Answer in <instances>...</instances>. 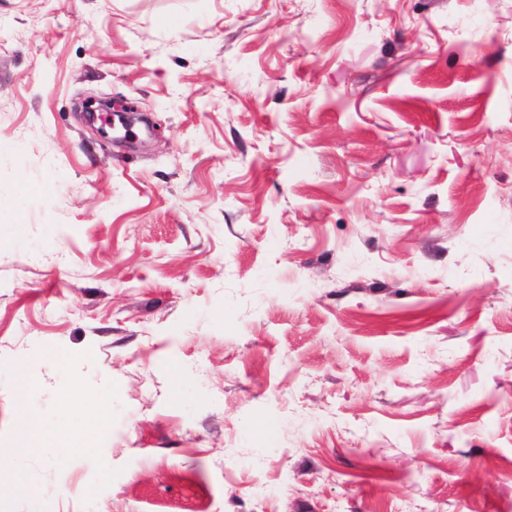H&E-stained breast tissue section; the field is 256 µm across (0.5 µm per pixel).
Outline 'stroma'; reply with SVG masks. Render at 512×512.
I'll use <instances>...</instances> for the list:
<instances>
[{
    "label": "stroma",
    "instance_id": "1",
    "mask_svg": "<svg viewBox=\"0 0 512 512\" xmlns=\"http://www.w3.org/2000/svg\"><path fill=\"white\" fill-rule=\"evenodd\" d=\"M0 202V512H512V0H0ZM85 112H96L93 114L101 128L117 138L128 137L134 134L127 126L116 124L114 119L112 121V112H119L118 110L112 111V105L97 102L87 106ZM75 395L82 401L85 415L91 424L103 428L108 420L110 394L103 391L83 398L78 388L75 389Z\"/></svg>",
    "mask_w": 512,
    "mask_h": 512
}]
</instances>
